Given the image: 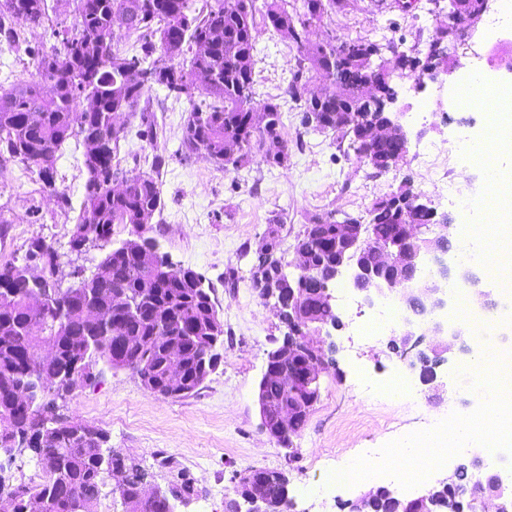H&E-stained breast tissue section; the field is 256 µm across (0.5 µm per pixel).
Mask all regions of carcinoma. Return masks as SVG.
I'll list each match as a JSON object with an SVG mask.
<instances>
[{
  "label": "carcinoma",
  "instance_id": "cac0c4a2",
  "mask_svg": "<svg viewBox=\"0 0 512 512\" xmlns=\"http://www.w3.org/2000/svg\"><path fill=\"white\" fill-rule=\"evenodd\" d=\"M75 22L55 24L58 7L48 0H0V41L15 53L32 55L25 31L51 27L57 45L35 59L36 78L17 79L0 97V168L19 160L36 168L45 187L70 207L69 198L55 186V165L65 143L83 142L86 181L74 228L94 225L97 241L112 243L114 226L131 227L132 236L110 250L91 275L74 287L55 286L58 255L42 238L30 241L25 257L38 254L42 268L22 278L12 262L0 263V407L13 405L5 429L20 440L42 472V481L28 483L25 492L9 486L11 512H29V501L42 498L49 512H84L94 508L105 486L120 499L123 512H171L173 496L153 501L141 498L146 473L122 452L112 448L111 436L86 425L71 430L59 418L54 433L43 429L42 416L53 413L55 402L73 393L64 370L81 359L90 367L86 382L96 378L98 366L130 368L145 375L150 392L176 397L168 386L170 344L176 343L184 379L196 390L218 364L210 351V337L224 343V323L205 287L204 275L190 268L164 266L158 243L150 235L155 213L164 206L159 182L150 174L128 177L120 168L123 128L114 127L112 114L139 118V133L153 142L157 123L152 91L165 97L189 99L198 95L187 118L181 151L186 158L203 155L217 168L239 169L249 163L253 149L265 141L277 151L267 163L288 160V143L281 137L282 104L274 98L258 99L255 91L257 39L256 0H72ZM346 0H303L298 11L290 0H264V26L284 33L297 46L296 69L283 96L321 113L322 130L339 132L357 159H384L395 152L394 138L365 142L352 127L366 113L368 95L389 94L393 84L368 75L365 59L352 55L336 64L343 47L336 37L326 42L308 40V29L330 9H345ZM135 24V39L128 50L113 45L119 18ZM310 75L336 88L335 96L312 102L303 99L300 82ZM368 231L379 239L397 234L400 210L382 200L367 212ZM268 237L271 251L258 256L254 287L273 269L279 235L273 219ZM332 216L316 217L305 226L303 237L319 236L320 263L333 246ZM125 295L138 300L135 310L123 309L114 299ZM91 298L110 313L98 334L76 303ZM56 344L52 359L39 350L46 341ZM35 387L30 406L15 404L16 391ZM268 411L275 414L306 394L288 385V370L263 387ZM282 472L266 482L267 512H293L287 500ZM370 512H392L385 490L373 491Z\"/></svg>",
  "mask_w": 512,
  "mask_h": 512
}]
</instances>
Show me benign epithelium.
<instances>
[{
  "label": "benign epithelium",
  "mask_w": 512,
  "mask_h": 512,
  "mask_svg": "<svg viewBox=\"0 0 512 512\" xmlns=\"http://www.w3.org/2000/svg\"><path fill=\"white\" fill-rule=\"evenodd\" d=\"M484 9L485 0H480L472 9L464 8L459 0H448V23L442 27L426 61H403L396 64L393 71L402 73L408 70L415 74L417 88L425 87L428 81L440 86L451 82L457 64L448 60V46L444 45V39L457 34L461 19L470 27L477 24ZM397 101L398 92L394 90L381 103V112L371 113L368 121L356 129V137L363 140L385 134L396 136L399 149L388 160V165L393 167L405 159L409 146L408 135L401 122L404 112L397 108ZM389 200L404 210L403 224L399 225L394 239H373L365 234L363 225L339 222L336 224V236L344 242V249L335 259L317 264L312 260L308 247L298 245L294 259L277 261V276L263 282L262 298L273 301L272 308L288 327V334L268 352L260 384L267 383L277 371L289 365L295 368L293 376L302 381L309 393L307 401L297 407H284L273 418L261 416L263 429L284 445L293 434L292 424L300 418H307L319 397L321 373L329 364V355L337 351L332 331L343 326L339 318L319 324L312 321L309 297L304 289L293 287V283L309 277L316 279L320 284L317 297L330 307L332 287L346 276L353 288L362 294L364 303L372 305L377 299L391 297L400 305L403 317L396 335L401 337L402 346L415 347L428 337L444 352L461 357L472 353L466 339L469 327L465 323L448 320L451 308L448 284H460L476 293L481 309L512 316V300L501 298L497 289L489 287L477 266L462 264L451 257L448 229L452 226V219L447 213L438 212L430 198L409 188L399 195H390ZM414 211L427 212L433 220L432 226L441 228L442 233L427 236L429 225L412 223L410 213ZM425 265L432 269L429 280L420 277ZM424 356L426 353L419 352V380L437 392L445 386L437 374V368L445 362V357L426 362ZM253 481L254 472L239 474L237 483L248 485L251 491L243 501H232L226 512H266L265 499ZM484 487L486 500L496 502V512H512V483L504 482L497 474H490L485 478Z\"/></svg>",
  "instance_id": "7a95c632"
}]
</instances>
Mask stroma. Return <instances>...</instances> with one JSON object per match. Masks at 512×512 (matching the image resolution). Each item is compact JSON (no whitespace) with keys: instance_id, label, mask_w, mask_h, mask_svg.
<instances>
[{"instance_id":"stroma-1","label":"stroma","mask_w":512,"mask_h":512,"mask_svg":"<svg viewBox=\"0 0 512 512\" xmlns=\"http://www.w3.org/2000/svg\"><path fill=\"white\" fill-rule=\"evenodd\" d=\"M444 17L430 13L427 0L403 12L395 0H351L343 11H328L310 36L326 34L374 42L390 39L401 51L419 46L428 52ZM256 91L267 98L282 93L295 64L296 46L287 36L261 29L257 43ZM400 103L416 106L421 96L448 100L449 105L425 117L407 114L409 152L396 168L375 174L344 153L333 133L299 135V113H289L281 130L288 143V162L269 165L263 153L237 170L217 168L207 158H185L181 153L184 124L192 109L189 99L166 98L155 90L159 102L157 121L163 130L156 145L136 135L128 126L122 143L121 167L127 174L148 171V157L163 153L166 163L158 174L164 208L153 234L160 250L175 265L202 273L224 322V350L219 366L198 390L186 398H166L146 390L129 369L104 370L95 384L77 389L59 401L65 416L106 430L113 448L131 456L164 487L178 472L194 479L198 490L181 512H224L233 494L232 478L250 469L285 472L289 487L319 479L334 467L346 468L362 461L367 448H390L400 435H435L432 415L439 405L429 390H422L418 404L397 396L372 394L367 382L385 384L402 366L387 341L367 342L357 328L373 316L362 306L354 289H347L348 304L336 305L343 326L334 331L336 368L325 371L320 396L304 427L292 437L291 446L271 439L262 429L257 389L267 354L282 342L287 329L253 287L252 266L256 249L267 235L273 218H280V254L292 260L298 236L310 217L327 214L335 219L366 217L373 202L404 182L430 197L439 211L459 218L460 212L443 193L430 185L418 163L433 145H453L460 131L479 137L484 123L479 111L460 112L452 105L453 86L427 85L409 90L408 77L395 79ZM84 146L66 144L56 164V191L43 188L37 174L16 162L0 170V262L23 261L32 238H43L58 254L57 283L72 285L71 272L92 269L102 258L99 248L82 254L69 246L74 209L79 206L86 180ZM464 194L487 200L482 227L512 226V169L498 182L487 179L483 167L467 171ZM64 192L71 209H62L56 197ZM473 371L487 388L475 406H456V416L473 418L475 412L512 395L487 366L471 369L466 359L449 358L442 368L446 379Z\"/></svg>"}]
</instances>
